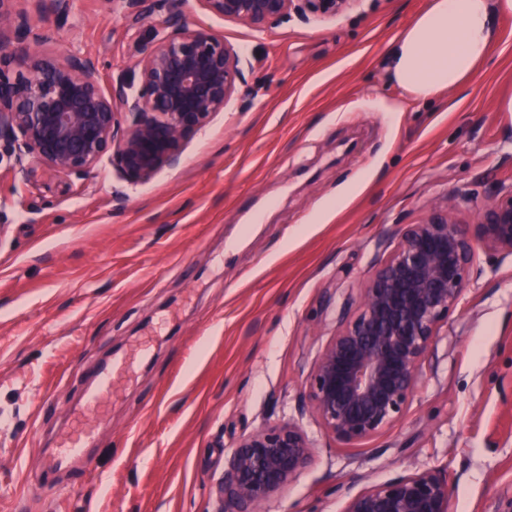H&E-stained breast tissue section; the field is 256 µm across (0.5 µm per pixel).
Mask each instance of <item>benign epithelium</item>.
<instances>
[{
  "label": "benign epithelium",
  "instance_id": "benign-epithelium-1",
  "mask_svg": "<svg viewBox=\"0 0 512 512\" xmlns=\"http://www.w3.org/2000/svg\"><path fill=\"white\" fill-rule=\"evenodd\" d=\"M120 3L148 30L137 84L104 87L90 55L49 54L30 18L68 17L72 0H0V146L14 177L39 167L84 180L104 160L143 184L176 166L186 142L246 85L244 59L224 36L186 23L177 0ZM210 14L263 32L291 15L335 17L357 0H199ZM512 255V191L490 200L474 232L451 207L407 224L378 263L360 310L337 322L308 376L307 400L324 430L346 446L397 421L418 387L441 323L457 309L476 247ZM311 441L290 420L266 423L233 448L214 512H258L308 465ZM344 512H451L448 476L424 470L351 496Z\"/></svg>",
  "mask_w": 512,
  "mask_h": 512
}]
</instances>
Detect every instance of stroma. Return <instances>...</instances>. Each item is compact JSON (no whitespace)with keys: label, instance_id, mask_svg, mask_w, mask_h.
I'll use <instances>...</instances> for the list:
<instances>
[{"label":"stroma","instance_id":"1","mask_svg":"<svg viewBox=\"0 0 512 512\" xmlns=\"http://www.w3.org/2000/svg\"><path fill=\"white\" fill-rule=\"evenodd\" d=\"M428 0H362L258 34L184 0L244 56L248 87L144 185L0 173V512H213L244 434L296 420L307 467L259 512H343L427 469L452 512L512 500V256L478 250L403 416L359 447L306 407L311 365L405 224L512 191V16L465 90L405 103L390 40ZM46 50L137 74L140 38L104 0L32 18ZM112 389L85 413L96 371ZM84 451L64 457V438Z\"/></svg>","mask_w":512,"mask_h":512}]
</instances>
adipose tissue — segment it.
<instances>
[{
    "label": "adipose tissue",
    "instance_id": "adipose-tissue-1",
    "mask_svg": "<svg viewBox=\"0 0 512 512\" xmlns=\"http://www.w3.org/2000/svg\"><path fill=\"white\" fill-rule=\"evenodd\" d=\"M512 0H429L392 41L391 80L409 101L442 98L470 85L500 38Z\"/></svg>",
    "mask_w": 512,
    "mask_h": 512
}]
</instances>
